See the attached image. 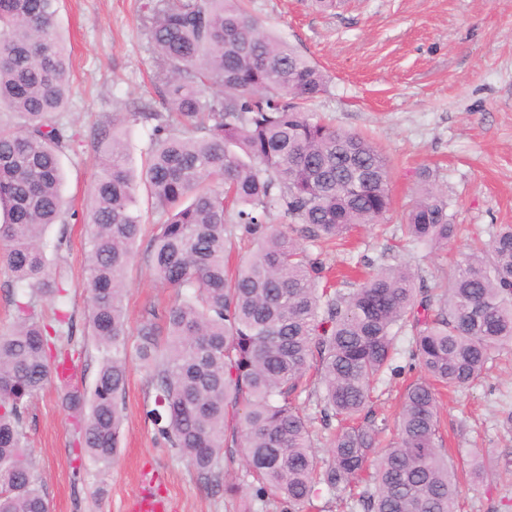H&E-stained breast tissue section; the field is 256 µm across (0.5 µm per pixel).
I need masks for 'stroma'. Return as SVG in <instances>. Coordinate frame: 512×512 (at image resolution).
Wrapping results in <instances>:
<instances>
[{"label":"stroma","mask_w":512,"mask_h":512,"mask_svg":"<svg viewBox=\"0 0 512 512\" xmlns=\"http://www.w3.org/2000/svg\"><path fill=\"white\" fill-rule=\"evenodd\" d=\"M148 0H60L58 23L71 51L66 121L86 131L119 122L142 104L162 111L159 67L148 36ZM265 27L317 62L329 83L310 113L336 129L370 136L390 157L393 209L383 228L363 227L354 249L326 248L321 259L338 270L369 259L406 264L416 286L447 282L454 259L493 226L512 224V0H346L322 12L310 0H248ZM97 154L75 147L62 157L63 194L85 208L98 176ZM435 169L461 231L432 252L398 247L400 225L417 197L416 173ZM68 246L55 265L70 287L67 308L87 315L83 224L67 226ZM127 316L137 327L146 305L169 291L153 276L144 251L127 272ZM411 335L399 336L398 375L376 386L372 410L393 416L407 383L421 371L411 360ZM63 385L51 383L32 401L25 427L51 512H134L148 489L166 512H240L239 498L200 477L168 447L145 417L153 391L130 361L123 396L121 453L108 469L79 462L74 421L61 405ZM512 346L496 352L480 382L442 396L439 415L457 466L487 459L485 481L463 487L461 512H512Z\"/></svg>","instance_id":"stroma-1"}]
</instances>
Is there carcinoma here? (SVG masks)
<instances>
[{
    "mask_svg": "<svg viewBox=\"0 0 512 512\" xmlns=\"http://www.w3.org/2000/svg\"><path fill=\"white\" fill-rule=\"evenodd\" d=\"M148 34L164 76V112L154 122L139 177L124 135L106 125L85 139L101 173L86 205L87 324L98 351L90 389L71 384L84 351L45 234L66 224L61 156L80 138L63 121L70 51L58 31V0H0V263L17 290L0 332V512H50L34 470L25 415L52 380L78 420L80 452L104 468L118 456L129 353L154 390L148 417L159 436L224 493L252 502L274 496L288 512L313 507L319 486L361 512H457L461 485L443 448L437 387L477 382L495 350L512 345V224L462 254L436 293L415 288L406 267L382 266L344 292L310 248L381 224L392 208L390 158L366 136L305 110L326 91L320 67L267 30L244 0H155ZM422 189L403 235L418 247L448 245L447 192L436 174ZM163 216L147 245L154 277L172 289L163 310L145 309L129 331L125 273L146 210ZM299 225L303 246L267 217ZM255 252L230 265L236 229ZM52 248L53 258L46 250ZM57 305L44 322L38 305ZM413 336L422 375L405 389L394 423L372 410V386L398 374L395 340ZM338 429L329 456L311 439L302 393ZM239 458L252 495L225 479Z\"/></svg>",
    "mask_w": 512,
    "mask_h": 512,
    "instance_id": "cac0c4a2",
    "label": "carcinoma"
}]
</instances>
